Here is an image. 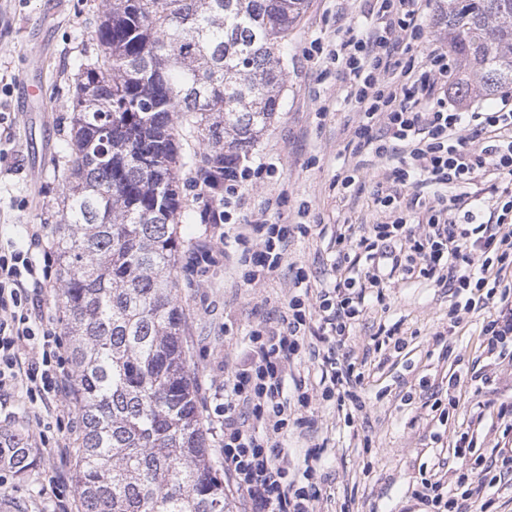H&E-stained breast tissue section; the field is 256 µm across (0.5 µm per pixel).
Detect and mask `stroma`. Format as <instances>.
<instances>
[{
	"mask_svg": "<svg viewBox=\"0 0 512 512\" xmlns=\"http://www.w3.org/2000/svg\"><path fill=\"white\" fill-rule=\"evenodd\" d=\"M99 0H0V240L28 246L29 225H43L44 290L41 313L57 322L54 225L47 219L57 209L54 173L70 137L73 94L71 75L79 60L97 49L95 29ZM362 0H307V8L288 37L286 84L282 109L246 156L249 166L271 163L244 182V200L224 230L260 218L277 223L274 213L260 214L269 192L286 189L285 210L308 207L317 225L293 233L287 266L270 279L245 283L242 249L204 251L213 234L205 217L208 197L194 183L196 169L180 170L183 216L177 226L182 248L180 273L183 344L191 365L197 404L208 430L210 454L223 467L220 425L214 393L224 374L225 355L244 357L246 336L260 320L274 316L292 295V265L306 268L316 280L326 278L336 262V229L341 224H373L381 213L373 203L379 167L362 172L357 193L341 196L336 179L355 165L351 141L355 114L343 101V84L335 70L307 61L314 40L342 36L339 24L364 25ZM34 82L38 102L20 98L23 81ZM450 297L446 289L415 279L386 289L382 301L370 302L348 341L352 357L365 374L363 410L344 418L333 403L313 402L311 420L288 429V449L295 452L326 443L323 512H415L411 496L422 473L432 469L442 447L463 432L474 435V452L512 448L497 411L512 402V356L487 359L480 347L486 310L469 313L455 334H448ZM397 328L403 349L375 347L380 328ZM480 368L491 383L476 388L470 380L448 385L453 364ZM33 404L25 388L10 391L0 407V434L16 435L31 446L34 462L23 473L0 464V512H83L74 485L75 462H62L56 450L65 436L79 438L75 403H60L42 424L30 423Z\"/></svg>",
	"mask_w": 512,
	"mask_h": 512,
	"instance_id": "35a3bbf8",
	"label": "stroma"
}]
</instances>
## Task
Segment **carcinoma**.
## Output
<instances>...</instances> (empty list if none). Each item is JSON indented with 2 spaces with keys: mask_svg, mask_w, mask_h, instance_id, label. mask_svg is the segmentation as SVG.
Listing matches in <instances>:
<instances>
[{
  "mask_svg": "<svg viewBox=\"0 0 512 512\" xmlns=\"http://www.w3.org/2000/svg\"><path fill=\"white\" fill-rule=\"evenodd\" d=\"M306 0H100L72 75L55 303L70 336L85 512H231L183 347L178 169L248 150L282 107L284 43ZM460 98L512 85V0H447ZM198 150L180 155L179 141ZM0 462L21 472L17 438Z\"/></svg>",
  "mask_w": 512,
  "mask_h": 512,
  "instance_id": "carcinoma-1",
  "label": "carcinoma"
}]
</instances>
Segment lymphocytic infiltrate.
<instances>
[{"instance_id":"f902f5d3","label":"lymphocytic infiltrate","mask_w":512,"mask_h":512,"mask_svg":"<svg viewBox=\"0 0 512 512\" xmlns=\"http://www.w3.org/2000/svg\"><path fill=\"white\" fill-rule=\"evenodd\" d=\"M369 22L347 27L339 42L313 41L307 59L335 65L345 97L357 116L354 135L378 160L398 166L377 182L374 199L384 218L363 235L336 237L347 266H334L333 279L313 289L297 268L290 296L275 318L260 321L247 337L244 363L224 367V483L246 512H318L323 498V446L294 461L283 439L293 407L310 408L313 392L335 400L337 409L362 410L363 372L345 351L348 337L373 296L399 281L427 279L448 289L450 327L480 308L494 312L481 326L488 357L512 354V91L502 92L488 111L462 110L448 97L457 62L434 48L422 62L411 53L429 37L426 19L433 0H367ZM451 188V205L422 198L425 183ZM502 191L487 223H473L485 191ZM289 224H243L234 236L248 245L254 282L269 278L288 254ZM0 244V389L25 383L31 400L49 405L69 394L71 376L53 328L32 316L31 287L41 286L32 249ZM34 350L24 354V342ZM320 364L318 382H288V369L301 353ZM294 387L289 404L286 387ZM473 443H453L457 477L423 479L414 499L424 512H464L474 500L481 512L485 489L512 476V448L491 449L482 473L468 464Z\"/></svg>"}]
</instances>
